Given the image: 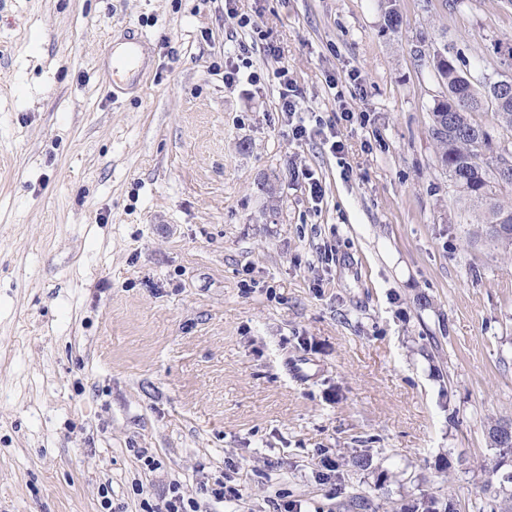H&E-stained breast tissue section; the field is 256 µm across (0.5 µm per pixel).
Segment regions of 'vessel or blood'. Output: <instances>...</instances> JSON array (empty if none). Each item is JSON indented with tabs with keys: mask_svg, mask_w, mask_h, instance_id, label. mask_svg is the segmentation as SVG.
<instances>
[{
	"mask_svg": "<svg viewBox=\"0 0 512 512\" xmlns=\"http://www.w3.org/2000/svg\"><path fill=\"white\" fill-rule=\"evenodd\" d=\"M149 40L142 35L127 33L113 40L100 68L112 93L119 95L130 87L138 86L148 71Z\"/></svg>",
	"mask_w": 512,
	"mask_h": 512,
	"instance_id": "b4317fda",
	"label": "vessel or blood"
}]
</instances>
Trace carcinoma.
<instances>
[{"instance_id":"carcinoma-1","label":"carcinoma","mask_w":512,"mask_h":512,"mask_svg":"<svg viewBox=\"0 0 512 512\" xmlns=\"http://www.w3.org/2000/svg\"><path fill=\"white\" fill-rule=\"evenodd\" d=\"M385 26L398 33L404 24L399 0H383ZM496 53L503 56V70L482 77L483 87L471 86L469 72L448 54V48L427 55L418 51V59L442 77L449 94L434 100L431 108L429 135L435 146L436 160L448 176L450 186H458L459 202L469 224L468 236L473 240L488 238L505 254H512V172L508 178L500 177V141L489 136L487 127L476 114L489 110L499 125L512 130V97L506 101L497 95L501 85L512 86V41L494 45ZM512 428L511 420H502L488 430L495 457L490 460L488 471L496 473L503 465L498 448L502 445L501 433Z\"/></svg>"}]
</instances>
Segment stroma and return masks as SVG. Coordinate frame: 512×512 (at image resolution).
I'll return each mask as SVG.
<instances>
[{"label": "stroma", "mask_w": 512, "mask_h": 512, "mask_svg": "<svg viewBox=\"0 0 512 512\" xmlns=\"http://www.w3.org/2000/svg\"><path fill=\"white\" fill-rule=\"evenodd\" d=\"M234 7L0 0V512H101L105 482L143 512L173 481L211 512L499 506L512 262L467 238L416 53L495 73L512 0H402L396 34L380 0ZM130 28L154 64L115 100L97 59ZM283 69L341 152L292 139ZM512 428V421L511 420H502L500 422H498L496 425H493L489 428L488 430V436H489V439H490V446L491 448L495 449V457L490 460V464H486V468H484L485 470L488 469V472L494 474V473H497L499 471V469L501 468V466L503 465L504 461H503V456L501 454V452L503 454H510L511 453V450L510 448H501V452L500 450L498 449L501 445H502V440H501V433L502 431H504L505 428ZM511 461H512V453H511ZM490 465V466H488Z\"/></svg>", "instance_id": "35a3bbf8"}]
</instances>
